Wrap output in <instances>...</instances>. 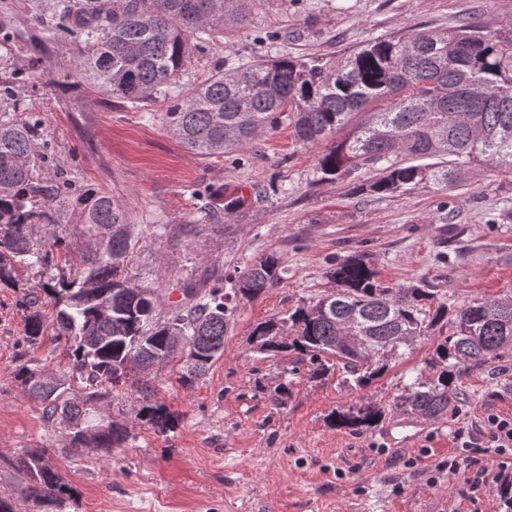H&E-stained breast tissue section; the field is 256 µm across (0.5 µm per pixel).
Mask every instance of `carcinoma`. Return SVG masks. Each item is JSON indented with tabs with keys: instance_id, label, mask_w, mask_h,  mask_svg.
I'll return each mask as SVG.
<instances>
[{
	"instance_id": "obj_1",
	"label": "carcinoma",
	"mask_w": 512,
	"mask_h": 512,
	"mask_svg": "<svg viewBox=\"0 0 512 512\" xmlns=\"http://www.w3.org/2000/svg\"><path fill=\"white\" fill-rule=\"evenodd\" d=\"M264 0H84L47 18L34 4L35 27L53 34L63 49L82 38L77 79L94 96L104 95L133 109L166 104V130L191 153L232 154L258 136L293 125L297 140L319 150L320 181L374 173L357 189L374 194L404 192L431 175L419 160L448 157V183L472 164L512 170V25L464 23L375 38L357 52L300 58L282 54L250 64L222 62L206 79L181 78L194 52L203 51L226 27L243 28ZM51 51L0 79V285L13 287L19 269L62 264L71 280L47 281L25 295L26 336L35 345L51 327L65 340L69 374L41 376L23 365L16 379L40 406L43 418L70 429V442L112 451L127 439L123 424L85 433L109 409L119 388H139V419L155 432L175 429L176 419L151 399L145 370L170 362L173 336H187L196 363L182 367L178 381L190 389L224 353V331L236 302L258 298L280 279L276 254L256 260L224 291L218 279L204 293L185 290L188 302L167 320L140 310L129 295L128 270L136 248L124 208L102 193L76 192L63 172L48 179L50 147L41 141V121L17 93L51 67ZM345 136L337 138V134ZM71 201L84 240L62 250L64 238L48 240L38 224H55L53 203ZM336 289L311 306L256 326L263 353L293 352L320 375L336 360L359 387H367L436 323L452 334L436 346L429 383L414 381L395 397L403 414L439 420L459 399L458 381L467 370H482L512 345V296L462 305L448 311L431 292L412 285L384 287L360 254L332 261ZM53 305L55 314L44 312ZM361 337L349 345L343 337ZM385 408L368 400L336 412V426L372 428ZM46 453L29 448L19 458L25 476L23 499L44 512H59L72 497L66 478L52 469Z\"/></svg>"
}]
</instances>
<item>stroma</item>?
<instances>
[{
    "instance_id": "1",
    "label": "stroma",
    "mask_w": 512,
    "mask_h": 512,
    "mask_svg": "<svg viewBox=\"0 0 512 512\" xmlns=\"http://www.w3.org/2000/svg\"><path fill=\"white\" fill-rule=\"evenodd\" d=\"M33 2L0 0V19L14 33L0 75L39 54L25 24ZM508 20L512 0H265L249 27L216 35L194 56L188 77L202 81L225 59L341 58L380 36ZM271 31L277 43L266 41ZM23 96L55 166L128 212L137 241L131 273L154 291L158 317L176 311L182 284L208 288L268 253L280 259L281 280L238 302L223 355L192 388L171 367L152 369L157 402L180 416L174 432L160 435L138 420L133 393L115 400L112 417L128 437L108 453L71 447L68 431L48 425L15 378L29 363L64 370L53 335L36 348L28 342L22 299L41 275L20 270L17 287L0 288V498L37 512L19 499L23 476L14 463L25 449L42 448L74 489L64 512H502L494 449H470L452 475L440 466L455 452L459 428L476 437L488 416L512 415V348L470 372L464 400L433 421L390 405L406 384L429 379L449 325L433 327L365 388L342 368L315 377L296 354L259 352L252 332L331 290V261L352 254L365 255L384 285H418L451 307L512 295V172L474 164L452 183L447 160L435 158L432 178L377 195L349 178L321 181L316 150L296 142L286 122L238 153L201 158L165 130L163 104L125 108L54 75L38 77ZM235 196L247 206L225 215ZM367 400L388 409L376 427L332 425L334 412ZM479 473L484 487L475 498L470 482Z\"/></svg>"
}]
</instances>
